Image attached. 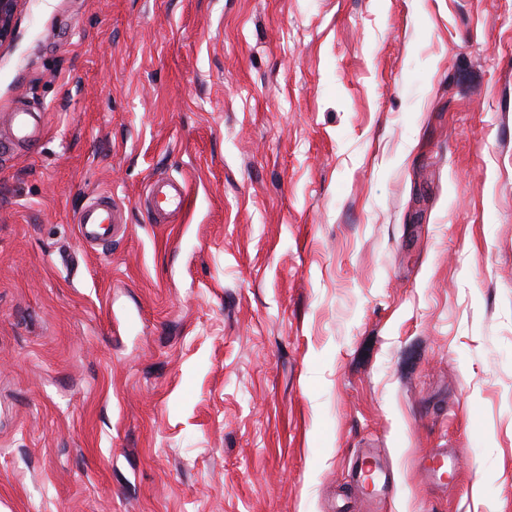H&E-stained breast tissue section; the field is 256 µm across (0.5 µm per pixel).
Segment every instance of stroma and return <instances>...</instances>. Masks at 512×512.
Segmentation results:
<instances>
[{"instance_id":"1","label":"stroma","mask_w":512,"mask_h":512,"mask_svg":"<svg viewBox=\"0 0 512 512\" xmlns=\"http://www.w3.org/2000/svg\"><path fill=\"white\" fill-rule=\"evenodd\" d=\"M0 512H512V0H23ZM168 188L169 191L164 189ZM164 197L165 202L168 206L174 208V210L181 209L187 200V195L184 193L181 186L175 183L157 181L152 184L147 192L146 200L153 205L154 211L158 215L166 214V210L158 205V198ZM76 223L81 236L87 241L106 242L118 230L119 219L112 198L101 195L79 213ZM452 461L448 462V455L444 452L425 456L421 468L425 470L434 481H441L447 469L452 468Z\"/></svg>"}]
</instances>
